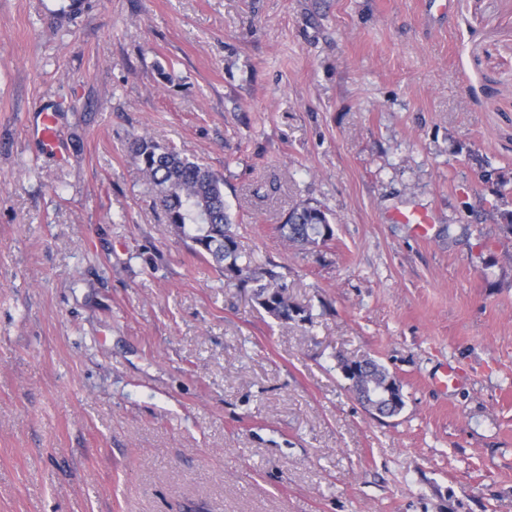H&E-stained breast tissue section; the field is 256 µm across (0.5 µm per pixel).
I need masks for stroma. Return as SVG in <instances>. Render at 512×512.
Returning <instances> with one entry per match:
<instances>
[{"label":"stroma","mask_w":512,"mask_h":512,"mask_svg":"<svg viewBox=\"0 0 512 512\" xmlns=\"http://www.w3.org/2000/svg\"><path fill=\"white\" fill-rule=\"evenodd\" d=\"M68 2L0 0V512H512V0ZM143 134L310 321L172 231ZM303 202L331 240L278 236ZM39 124L33 125L32 132L38 136L42 141L43 146L47 151L55 152L61 156L59 150V142L55 137L53 124V117L47 112H40ZM391 378L389 372L385 369V367L380 364L378 361L374 359H366L365 366L361 368V372L359 373V377L357 379H347L352 381L350 388L356 394H360L363 392L362 383H373L380 382L386 383L388 379ZM364 402L371 403L377 409L385 407H394L399 406V399L401 397V387L396 385H389L382 389H375V391L365 390L363 392ZM365 408H367L366 404L362 400H358ZM404 401L401 402V406L399 409L395 407L390 410L388 415L382 417H393L397 415L403 408Z\"/></svg>","instance_id":"35a3bbf8"}]
</instances>
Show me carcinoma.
I'll use <instances>...</instances> for the list:
<instances>
[{
	"label": "carcinoma",
	"mask_w": 512,
	"mask_h": 512,
	"mask_svg": "<svg viewBox=\"0 0 512 512\" xmlns=\"http://www.w3.org/2000/svg\"><path fill=\"white\" fill-rule=\"evenodd\" d=\"M129 152L149 181L155 205L172 229L194 244L197 254L211 258L214 268L225 279L251 289L254 300L270 316L284 321L310 320L304 308L290 301L287 285L278 273L254 267L246 258L239 234L231 230L222 176L148 137L132 138ZM328 226L330 221L325 212L303 204L289 213L277 231L292 243L317 245L325 242L322 228ZM389 378L391 375L382 364L367 359L350 388L360 394L362 384L385 383Z\"/></svg>",
	"instance_id": "carcinoma-1"
}]
</instances>
